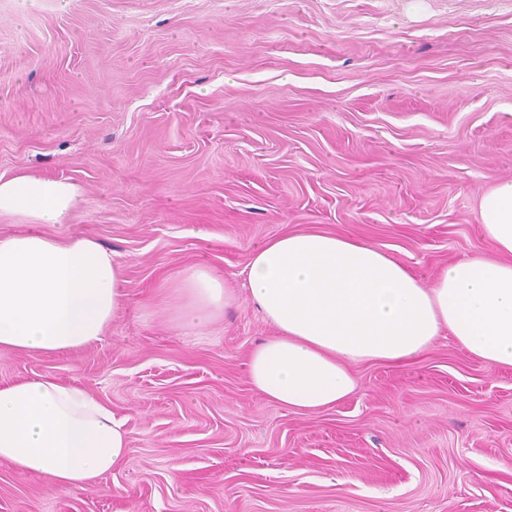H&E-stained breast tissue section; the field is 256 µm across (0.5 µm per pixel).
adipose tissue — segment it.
<instances>
[{
    "mask_svg": "<svg viewBox=\"0 0 512 512\" xmlns=\"http://www.w3.org/2000/svg\"><path fill=\"white\" fill-rule=\"evenodd\" d=\"M80 201L76 184L51 175L0 177V217L26 223L0 236V350L83 347L122 309L112 250L61 230ZM479 214L494 257L452 263L429 284L395 255L321 228L257 243L247 289L273 333L249 354L250 385L294 411L326 410L353 391V366L416 358L444 329L489 367L512 368V181L494 184ZM46 224L54 232H43ZM161 289L189 328L206 327L236 300L204 265L166 277ZM123 425L109 405L50 376L0 386V460L62 488L93 485L124 458Z\"/></svg>",
    "mask_w": 512,
    "mask_h": 512,
    "instance_id": "1",
    "label": "adipose tissue"
}]
</instances>
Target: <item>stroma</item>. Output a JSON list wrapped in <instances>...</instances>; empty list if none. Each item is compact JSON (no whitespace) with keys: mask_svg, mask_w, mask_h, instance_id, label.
Listing matches in <instances>:
<instances>
[{"mask_svg":"<svg viewBox=\"0 0 512 512\" xmlns=\"http://www.w3.org/2000/svg\"><path fill=\"white\" fill-rule=\"evenodd\" d=\"M20 171L81 188L68 229L117 254L128 304L81 349H1L0 385L85 388L127 454L65 490L0 460V512H512V368L444 334L299 413L247 383L271 329L246 296L200 335L151 299L191 264L242 285L287 229L429 280L489 254L512 0H0V175Z\"/></svg>","mask_w":512,"mask_h":512,"instance_id":"obj_1","label":"stroma"}]
</instances>
